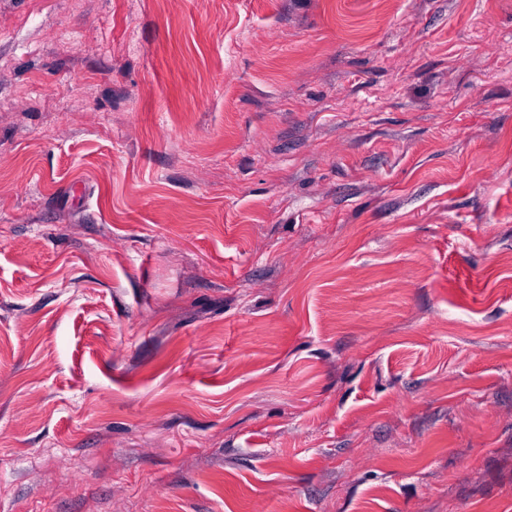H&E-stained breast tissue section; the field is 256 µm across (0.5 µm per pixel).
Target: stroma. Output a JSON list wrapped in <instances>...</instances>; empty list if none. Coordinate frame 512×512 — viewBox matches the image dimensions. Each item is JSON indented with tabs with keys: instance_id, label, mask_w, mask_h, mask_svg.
Returning a JSON list of instances; mask_svg holds the SVG:
<instances>
[{
	"instance_id": "1",
	"label": "stroma",
	"mask_w": 512,
	"mask_h": 512,
	"mask_svg": "<svg viewBox=\"0 0 512 512\" xmlns=\"http://www.w3.org/2000/svg\"><path fill=\"white\" fill-rule=\"evenodd\" d=\"M0 512H512V0H0Z\"/></svg>"
}]
</instances>
